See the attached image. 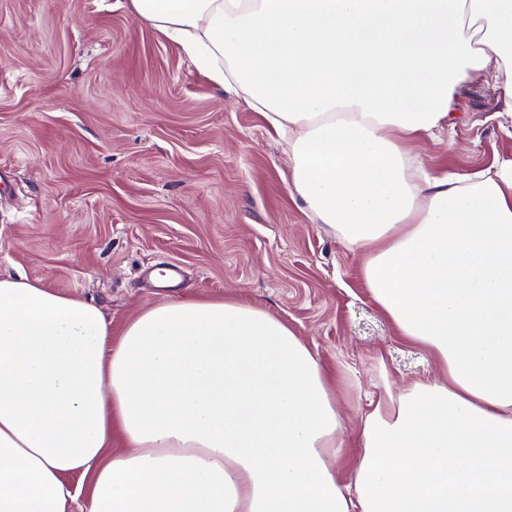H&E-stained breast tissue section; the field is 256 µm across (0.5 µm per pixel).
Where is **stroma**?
<instances>
[{
    "mask_svg": "<svg viewBox=\"0 0 512 512\" xmlns=\"http://www.w3.org/2000/svg\"><path fill=\"white\" fill-rule=\"evenodd\" d=\"M456 120L410 142L425 170L512 159V116L490 73L453 94ZM363 257L315 223L266 117L217 88L128 0H0V275L98 305L113 337L152 305L230 298L283 320L345 407L337 466L351 479L357 409L435 375L363 286ZM184 279L155 287L150 270Z\"/></svg>",
    "mask_w": 512,
    "mask_h": 512,
    "instance_id": "obj_1",
    "label": "stroma"
}]
</instances>
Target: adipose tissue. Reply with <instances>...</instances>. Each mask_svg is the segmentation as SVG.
I'll return each mask as SVG.
<instances>
[{
	"label": "adipose tissue",
	"instance_id": "ef3b65f1",
	"mask_svg": "<svg viewBox=\"0 0 512 512\" xmlns=\"http://www.w3.org/2000/svg\"><path fill=\"white\" fill-rule=\"evenodd\" d=\"M129 7L287 135L297 194L437 373L359 410L347 483L342 408L267 311L173 299L116 340L96 305L0 275V512H67L74 474L88 512H512V161L430 175L405 149L473 73L512 99V0Z\"/></svg>",
	"mask_w": 512,
	"mask_h": 512
}]
</instances>
